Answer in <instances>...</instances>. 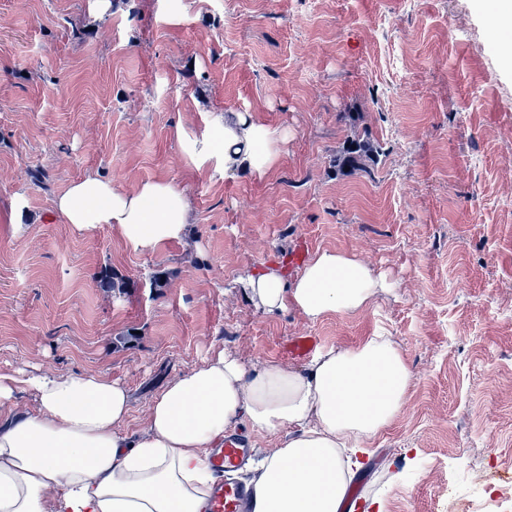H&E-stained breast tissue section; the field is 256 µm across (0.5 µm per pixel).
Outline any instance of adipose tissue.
I'll return each instance as SVG.
<instances>
[{
    "instance_id": "obj_1",
    "label": "adipose tissue",
    "mask_w": 512,
    "mask_h": 512,
    "mask_svg": "<svg viewBox=\"0 0 512 512\" xmlns=\"http://www.w3.org/2000/svg\"><path fill=\"white\" fill-rule=\"evenodd\" d=\"M285 139L251 113L229 112L218 133L188 137L186 152L196 168L261 177ZM55 210L80 232L112 225L139 251L181 239L190 203L170 182L127 192L89 174L57 197ZM237 284L268 314L295 309L313 320L355 312L388 286L361 260L331 250L297 275L264 265ZM412 380L400 347L383 334L298 369H248L220 352L168 383L132 436L119 383L91 373H0V408L25 389L36 399L34 414L0 424V512H204L213 480L207 451L242 422L287 433L251 481L253 512H338L359 448L401 411Z\"/></svg>"
}]
</instances>
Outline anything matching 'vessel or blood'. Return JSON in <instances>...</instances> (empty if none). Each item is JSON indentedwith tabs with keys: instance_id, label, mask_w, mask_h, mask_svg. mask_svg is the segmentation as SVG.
<instances>
[{
	"instance_id": "1",
	"label": "vessel or blood",
	"mask_w": 512,
	"mask_h": 512,
	"mask_svg": "<svg viewBox=\"0 0 512 512\" xmlns=\"http://www.w3.org/2000/svg\"><path fill=\"white\" fill-rule=\"evenodd\" d=\"M320 345L313 336L289 338L283 348L285 356L303 359L311 355ZM251 448L245 437L230 433L225 435L222 447L212 449L208 464L215 475L209 495L207 512H251L249 485L236 479L235 474L246 466Z\"/></svg>"
}]
</instances>
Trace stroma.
Masks as SVG:
<instances>
[{
  "label": "stroma",
  "instance_id": "obj_1",
  "mask_svg": "<svg viewBox=\"0 0 512 512\" xmlns=\"http://www.w3.org/2000/svg\"><path fill=\"white\" fill-rule=\"evenodd\" d=\"M483 0H0V372L126 386L125 429L217 352L291 366L392 336L414 371L359 480L384 512H448V487L512 476V62ZM227 112L287 131L265 176L196 168L176 133ZM371 173L336 168L356 135ZM40 170V181L30 173ZM183 189L182 239L133 251L54 201L86 175ZM337 250L393 283L350 315L272 317L236 285ZM110 268L125 286L100 288ZM166 284L155 287L154 273ZM320 345L315 336H293L289 338L282 353L292 359H304L311 355Z\"/></svg>",
  "mask_w": 512,
  "mask_h": 512
}]
</instances>
